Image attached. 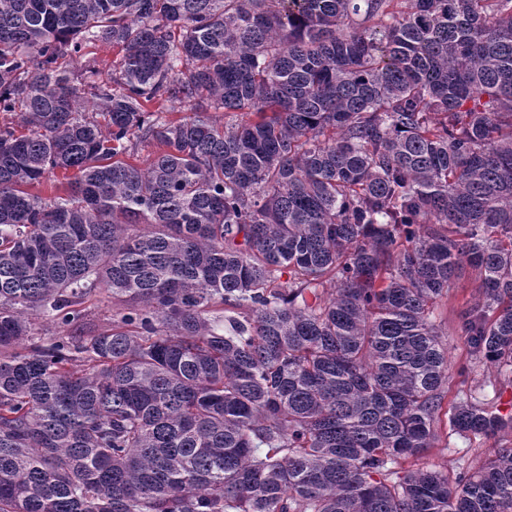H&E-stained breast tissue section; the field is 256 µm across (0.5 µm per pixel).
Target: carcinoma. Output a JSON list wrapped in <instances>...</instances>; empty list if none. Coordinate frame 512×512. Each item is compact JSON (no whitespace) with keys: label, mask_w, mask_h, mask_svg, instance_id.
<instances>
[{"label":"carcinoma","mask_w":512,"mask_h":512,"mask_svg":"<svg viewBox=\"0 0 512 512\" xmlns=\"http://www.w3.org/2000/svg\"><path fill=\"white\" fill-rule=\"evenodd\" d=\"M465 268L512 372V0H0V512H512L511 446L416 466ZM84 320L69 326L57 327L41 319H33L34 332L48 341L54 336H88L109 330L120 303L104 291H97L88 297L82 305Z\"/></svg>","instance_id":"obj_1"}]
</instances>
